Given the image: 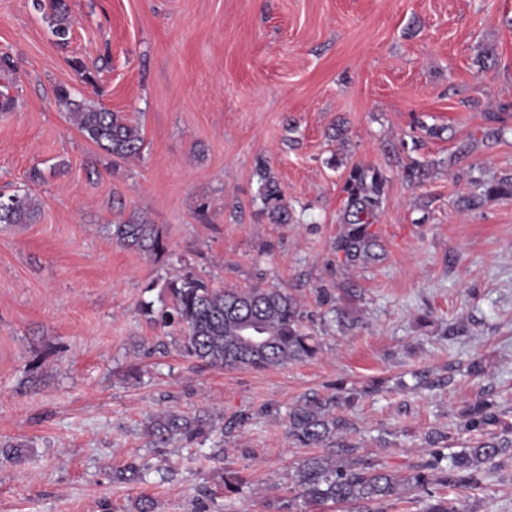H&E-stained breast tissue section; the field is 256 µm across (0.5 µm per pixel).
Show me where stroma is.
Segmentation results:
<instances>
[{"mask_svg": "<svg viewBox=\"0 0 512 512\" xmlns=\"http://www.w3.org/2000/svg\"><path fill=\"white\" fill-rule=\"evenodd\" d=\"M66 3L61 45L32 0H0V193L39 206L34 223L0 224V512H136L143 496L156 512H276L312 454L289 438L288 410L340 384L360 393L341 412L344 441L402 477L435 452L432 432L450 433L451 453L473 444L456 426L479 397L504 437L512 199H457L512 177V0ZM60 86L137 122L140 156L88 141ZM412 158L436 165L415 187L402 178ZM260 160L295 223L261 214ZM354 165L387 178L384 256L347 269L331 244ZM130 220L158 225L166 253L117 245L112 225ZM180 266L219 288L287 289L320 352L261 372L182 357V334L140 310ZM474 359L483 377L468 375ZM167 413L205 434L155 447L149 427ZM15 444L23 459L4 455ZM133 461L143 480L118 481ZM226 470L239 492L225 493ZM457 495L469 512H512V447Z\"/></svg>", "mask_w": 512, "mask_h": 512, "instance_id": "obj_1", "label": "stroma"}]
</instances>
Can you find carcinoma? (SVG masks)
<instances>
[{"label":"carcinoma","instance_id":"obj_1","mask_svg":"<svg viewBox=\"0 0 512 512\" xmlns=\"http://www.w3.org/2000/svg\"><path fill=\"white\" fill-rule=\"evenodd\" d=\"M33 7L37 11H51L53 36L60 44L68 43L71 22L65 0H33ZM56 97L68 108L71 120L87 140L120 158L139 155L143 144L141 130L124 115L77 104L65 87L56 90ZM432 174L431 163L412 160L403 168L402 176L406 183L419 185ZM256 176L262 213L273 224L293 223L292 211L265 161H258ZM474 184L477 192L461 199L466 209L491 200L512 199V177L476 179ZM385 185V176L375 167L353 165L348 169L339 216L341 228L333 242L340 266L364 267L381 258L382 246L372 227L383 205ZM0 200L4 203L0 224H29L37 216L38 208L27 192L0 195ZM112 239L121 246L155 254L166 252L162 230L156 224H114ZM164 288L171 303L156 311L153 303L146 302L142 313L163 327L176 325L184 331L179 353L185 358L215 368L263 371L307 361L319 351L308 324L309 314L285 288L223 290L212 287L191 271L167 279ZM250 328L257 331L260 343L249 345L244 341ZM356 400L357 394L339 388L334 397L308 398L297 403L288 411V435L302 447L318 448L332 443L347 430L346 420L334 415V410L350 407ZM462 417L463 429L468 432L502 423L495 402L488 398L468 404ZM203 433V424L178 414L158 418L151 426V435L159 443L174 434L191 441ZM340 447L342 450L335 455L309 456L298 464L293 484L288 488L294 497L280 501L279 509H294L295 499L300 498L312 508L331 502L349 507L350 512H385L387 503L400 499L409 489L428 493L433 485L450 489L480 486L483 466L505 450L499 441H482L449 456L435 452L430 460L400 479L356 455V447L345 443ZM426 512L467 510L456 498L436 497Z\"/></svg>","mask_w":512,"mask_h":512}]
</instances>
